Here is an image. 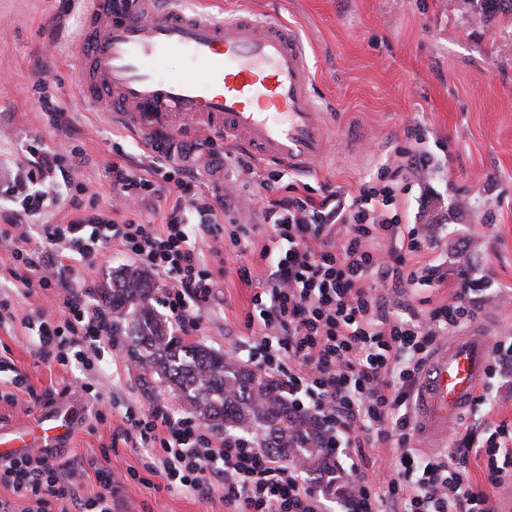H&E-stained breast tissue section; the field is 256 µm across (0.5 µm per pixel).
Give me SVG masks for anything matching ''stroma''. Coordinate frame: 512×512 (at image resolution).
Returning <instances> with one entry per match:
<instances>
[{
  "label": "stroma",
  "instance_id": "stroma-1",
  "mask_svg": "<svg viewBox=\"0 0 512 512\" xmlns=\"http://www.w3.org/2000/svg\"><path fill=\"white\" fill-rule=\"evenodd\" d=\"M203 8L226 15L247 10L275 15L295 25L311 57L313 93L329 127L327 151L316 173H300L312 188H338L356 194L375 177L386 158L404 145L408 129L420 128L439 163L426 178L411 182L401 206L411 221L433 227L441 263L431 285L413 289V298L447 302L461 275L481 285L478 317L512 334V15L483 12L479 0H200ZM83 27L81 0H0V171L11 173L29 146L47 145L71 165L84 155V179L96 192L97 206L112 199L110 167L115 162H146L152 152L131 130L85 100L79 83L83 65L78 41ZM49 97L66 114L67 129L51 128L39 106ZM187 167L205 192H212L209 169L223 161L233 142L199 129ZM275 162L258 160L256 175L229 170L232 199L221 224L239 222L241 199L252 198L254 211L280 198L265 178ZM222 268L212 299L201 309L193 339L225 354L241 348L247 334L254 286L244 282L240 265L257 263L256 254L219 263ZM128 257L108 245L97 266L72 274L83 300L103 305V291ZM14 298V317L0 323V356L26 377L36 391L59 390L80 374L42 359L26 316L46 301L42 293L15 295L10 282L0 295ZM123 346L112 351V364L97 376L104 418L95 421L86 398L68 396L78 422L70 439L55 453L59 462L85 464L86 493L100 489L98 472L119 477L112 497L116 512H230L223 489L208 500L177 488H148L128 480L141 470L142 451L135 443H113L124 424L126 406L148 409L164 383L146 387L143 370L129 367ZM491 411L466 413L449 432L445 451L475 422L512 423V376L499 379Z\"/></svg>",
  "mask_w": 512,
  "mask_h": 512
}]
</instances>
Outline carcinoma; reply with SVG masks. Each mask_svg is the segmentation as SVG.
<instances>
[{
	"label": "carcinoma",
	"instance_id": "1",
	"mask_svg": "<svg viewBox=\"0 0 512 512\" xmlns=\"http://www.w3.org/2000/svg\"><path fill=\"white\" fill-rule=\"evenodd\" d=\"M147 274L124 267L112 277L106 304L114 333L131 359L175 394L184 407L226 436L254 440L285 461H299L316 486L336 472L315 421L288 403L283 383L247 364L231 362L201 343H188L158 316Z\"/></svg>",
	"mask_w": 512,
	"mask_h": 512
}]
</instances>
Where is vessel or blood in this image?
<instances>
[{
	"mask_svg": "<svg viewBox=\"0 0 512 512\" xmlns=\"http://www.w3.org/2000/svg\"><path fill=\"white\" fill-rule=\"evenodd\" d=\"M81 83L88 101L111 112L150 149L191 145L199 118L225 137L242 136L264 159L292 170L322 160L325 128L311 95L309 57L294 27L253 17H218L167 0H84ZM182 57L186 74L159 64ZM490 326L478 323L440 344L416 384L415 428L439 443L486 380ZM74 416L54 405L34 424L0 432V465L69 439Z\"/></svg>",
	"mask_w": 512,
	"mask_h": 512,
	"instance_id": "obj_1",
	"label": "vessel or blood"
}]
</instances>
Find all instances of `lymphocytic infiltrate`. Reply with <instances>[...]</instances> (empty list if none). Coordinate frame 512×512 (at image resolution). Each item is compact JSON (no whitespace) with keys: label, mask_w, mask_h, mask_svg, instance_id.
I'll list each match as a JSON object with an SVG mask.
<instances>
[{"label":"lymphocytic infiltrate","mask_w":512,"mask_h":512,"mask_svg":"<svg viewBox=\"0 0 512 512\" xmlns=\"http://www.w3.org/2000/svg\"><path fill=\"white\" fill-rule=\"evenodd\" d=\"M396 154L355 196L336 190L317 201L289 182L286 195L263 211L266 241L259 245L245 225L220 224L190 170L113 165V197L124 209L160 202L173 187L177 198L157 226L84 206L86 184L63 169L57 153L42 148L0 184V199L13 205L0 228V248L11 262L0 278L11 280L19 295L48 296L50 308L25 319L44 356L96 372L115 344L112 314L87 305L60 278L64 262L94 269L106 246L116 244L165 280L162 306L180 327H194L218 286L199 242L223 236L231 253L254 252L260 260L239 269L257 288L245 319L248 363L285 378L289 402L318 418L332 456L390 439L401 448L382 492L373 491L361 464L340 469L344 512H495L490 491L512 476V425L469 431L450 454L423 455L411 446L417 376L434 348L476 317L478 305L466 277L447 303L427 313L406 302L407 288L430 281L437 267L419 264L435 240L428 225L405 223L400 195L411 180L429 174L434 158L414 129ZM63 203L74 218L39 225L43 247L32 250L29 217ZM493 360L475 399L486 410L496 403L497 378L512 370V336L496 342ZM124 416L123 440L145 449L150 471L167 485L201 500L222 486L234 512H326L297 464L214 434L190 412L158 401L146 410L127 407ZM474 456L485 462L479 485L467 477ZM99 480V491L86 495L75 467L38 453L0 465V485L31 500L28 512H54L57 502L78 512H112V475L101 473Z\"/></svg>","instance_id":"obj_1"}]
</instances>
